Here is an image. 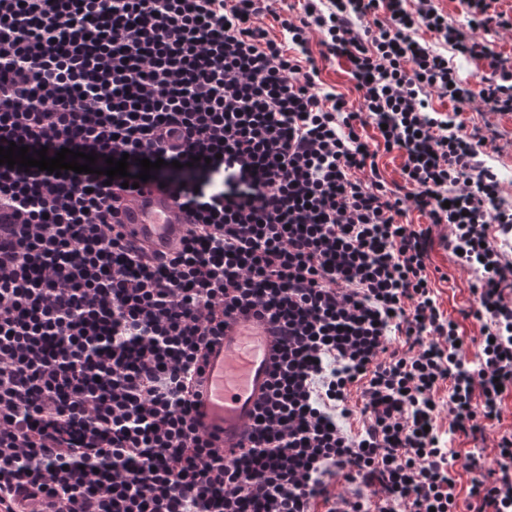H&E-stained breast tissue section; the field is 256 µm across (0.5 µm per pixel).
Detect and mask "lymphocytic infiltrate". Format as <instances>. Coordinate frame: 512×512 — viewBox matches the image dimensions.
I'll list each match as a JSON object with an SVG mask.
<instances>
[{
  "instance_id": "lymphocytic-infiltrate-1",
  "label": "lymphocytic infiltrate",
  "mask_w": 512,
  "mask_h": 512,
  "mask_svg": "<svg viewBox=\"0 0 512 512\" xmlns=\"http://www.w3.org/2000/svg\"><path fill=\"white\" fill-rule=\"evenodd\" d=\"M500 2L460 0L453 25L435 0H303L275 35L266 0H0V146L97 157L0 165V512H512V431L489 465L450 440L484 438L512 394V202L497 130L463 117L512 112ZM320 57L358 104L323 91ZM110 157L161 161L193 216L174 252L125 238ZM438 244L477 278L468 341ZM248 315L278 354L226 456L189 384Z\"/></svg>"
}]
</instances>
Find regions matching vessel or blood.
Returning <instances> with one entry per match:
<instances>
[{
    "mask_svg": "<svg viewBox=\"0 0 512 512\" xmlns=\"http://www.w3.org/2000/svg\"><path fill=\"white\" fill-rule=\"evenodd\" d=\"M120 222L128 239L168 252L180 244L190 218L179 211L170 188L151 184L123 192ZM274 355L275 337L265 321L231 323L210 349L203 382L194 390L193 415L215 447L227 452L247 445Z\"/></svg>",
    "mask_w": 512,
    "mask_h": 512,
    "instance_id": "b4317fda",
    "label": "vessel or blood"
}]
</instances>
